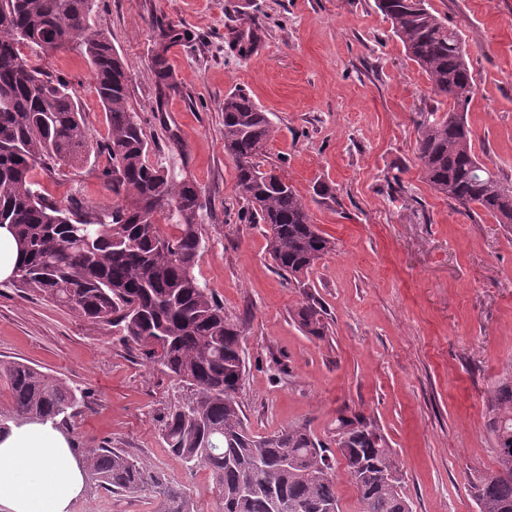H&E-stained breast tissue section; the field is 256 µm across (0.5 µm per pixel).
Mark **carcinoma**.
Returning a JSON list of instances; mask_svg holds the SVG:
<instances>
[{
    "instance_id": "obj_1",
    "label": "carcinoma",
    "mask_w": 512,
    "mask_h": 512,
    "mask_svg": "<svg viewBox=\"0 0 512 512\" xmlns=\"http://www.w3.org/2000/svg\"><path fill=\"white\" fill-rule=\"evenodd\" d=\"M410 60L427 75L430 91L453 108L418 125L416 154L424 180L463 208L478 206L512 225V182L476 156L466 112L475 83L459 34L427 0H377ZM173 26L158 29L151 59L157 111L179 92L168 51L185 40ZM242 56L260 42L259 28L238 29ZM77 50L87 59L106 114L109 137L93 143L68 77L38 63L41 55ZM123 59L96 23V0H0V227L10 229L21 264L7 280L21 292L48 298L94 327H111L149 363L182 388L164 416L162 438L189 469L215 479L219 512H340L335 455L356 490L360 512H412L402 474L385 435L360 415L336 418V450L292 425L257 439L243 421L245 324L228 316L194 269L204 249L203 202L181 176L183 143L172 138L170 165L149 161L150 143L131 110ZM273 126L250 95L224 97V152L249 208L248 224H269V253L278 270L300 280L335 250L303 197L277 167L261 169ZM106 155L101 177L112 205H62L40 190L36 171L81 167ZM174 229L165 236L159 220ZM294 320L307 336L327 335L325 312L309 298ZM11 409L0 411V436L25 422L66 423L81 398L25 364L6 369ZM498 470L471 482L478 512H512V377L491 395ZM86 485L135 498L150 492L156 512H193L184 491L150 465L118 448H78Z\"/></svg>"
}]
</instances>
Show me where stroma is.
Here are the masks:
<instances>
[{"label": "stroma", "instance_id": "35a3bbf8", "mask_svg": "<svg viewBox=\"0 0 512 512\" xmlns=\"http://www.w3.org/2000/svg\"><path fill=\"white\" fill-rule=\"evenodd\" d=\"M461 36L475 93L466 106L480 161L512 181V0H428ZM97 20L129 71V105L167 163L181 138L188 177L204 201V250L195 275L242 319L240 400L263 438L307 425L331 443L339 413L374 422L393 448L413 512H477L472 478L496 471L489 393L512 375V226L448 202L423 180L417 124L446 112L407 57L375 0H97ZM189 32L169 65L181 92L156 109L155 29ZM258 26V50L239 56L235 29ZM68 75L91 140L108 136L86 58L43 56ZM243 91L275 135L281 166L314 224L336 244L304 284L278 271L266 228L241 222L246 201L224 152V98ZM59 201L111 203L95 166L38 173ZM331 197L315 195L316 186ZM326 313L324 338L292 314L307 295ZM25 362L81 393L69 423L79 448L110 446L162 471L194 512H218L210 471L185 468L162 440L179 387L111 331L89 326L34 293L0 287V367ZM145 495L83 490L72 512H155Z\"/></svg>", "mask_w": 512, "mask_h": 512}]
</instances>
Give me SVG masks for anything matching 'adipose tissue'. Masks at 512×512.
<instances>
[{
  "mask_svg": "<svg viewBox=\"0 0 512 512\" xmlns=\"http://www.w3.org/2000/svg\"><path fill=\"white\" fill-rule=\"evenodd\" d=\"M83 468L51 424L12 427L0 439V512H71Z\"/></svg>",
  "mask_w": 512,
  "mask_h": 512,
  "instance_id": "ef3b65f1",
  "label": "adipose tissue"
}]
</instances>
